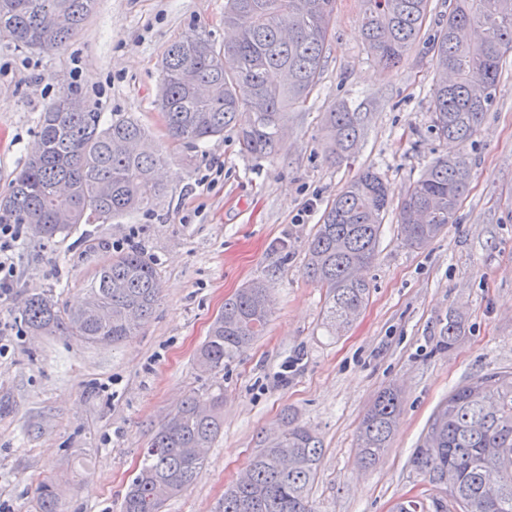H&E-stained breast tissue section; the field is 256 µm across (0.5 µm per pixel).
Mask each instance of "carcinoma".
Masks as SVG:
<instances>
[{
	"instance_id": "obj_1",
	"label": "carcinoma",
	"mask_w": 512,
	"mask_h": 512,
	"mask_svg": "<svg viewBox=\"0 0 512 512\" xmlns=\"http://www.w3.org/2000/svg\"><path fill=\"white\" fill-rule=\"evenodd\" d=\"M95 0H0V39L36 51L58 49L87 20ZM362 31L370 56L394 66L415 44L429 0H362ZM336 0H225L224 41L204 32L172 42L162 57L160 109L167 135L192 148L237 127L242 152L277 154L288 112L319 85L332 39ZM431 125L442 141L467 143L495 101L500 68L512 54V0H454L435 42ZM248 109L245 123L239 111ZM327 155L339 164L362 138L360 113L344 103L324 114ZM161 157L134 118L108 124L68 93L38 121L37 143L0 197V224H26L52 241L80 224H106L149 210L163 193ZM471 162L444 155L409 183L397 204L400 239L420 248L457 223ZM391 205L382 177L362 171L327 205L306 250L305 273L326 288L325 321L334 331L365 308L369 284L361 269L375 259L382 220ZM154 263L136 247L94 274L83 307L70 310L53 291L29 296L19 309L28 329L120 343L146 323L160 301ZM272 310L270 288L256 280L224 301L200 346L204 372L249 348ZM461 323L448 317L441 342L454 345ZM223 393L189 396L156 431L131 479L122 512H163L204 465L222 428ZM402 411V391L379 392L356 435L357 463L374 465L390 445ZM322 442L288 416L281 432L250 460L244 479L224 491L221 512H313L309 495ZM412 465L432 487L429 501L405 500L392 512H512V371L491 372L457 387L436 408ZM39 512H58L53 485L37 487Z\"/></svg>"
}]
</instances>
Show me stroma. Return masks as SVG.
<instances>
[{"mask_svg": "<svg viewBox=\"0 0 512 512\" xmlns=\"http://www.w3.org/2000/svg\"><path fill=\"white\" fill-rule=\"evenodd\" d=\"M451 2L430 0L413 49L384 67L366 50L361 0H337L321 82L290 113L284 150L263 159L241 153L232 127L195 149L171 142L158 105L164 49L197 28L223 40L224 0H97L61 49L0 41V194L32 151L41 113L63 93L103 120L137 118L164 157L166 187L150 211L52 243L23 237L13 287L0 296V512H37L42 481L55 486L60 512H120L161 423L189 395L219 389L224 430L195 483L164 512H218L287 410L323 443L313 512H391L400 499L427 495L410 457L437 405L473 377L512 368V56L493 107L461 148L472 178L457 223L416 249L401 242L388 211L365 272L369 302L335 333L304 262L326 206L362 170L378 172L396 200L436 157L460 149L429 131L432 40ZM342 102L361 113L364 134L360 153L339 165L324 149L323 116ZM133 246L162 284L137 335L86 344L21 324L27 296L50 289L78 306L95 270ZM256 279L278 296L262 335L220 374L202 372L196 353L225 299ZM451 313L462 332L446 349L440 328ZM392 384L403 411L390 446L359 467L357 429Z\"/></svg>", "mask_w": 512, "mask_h": 512, "instance_id": "35a3bbf8", "label": "stroma"}]
</instances>
